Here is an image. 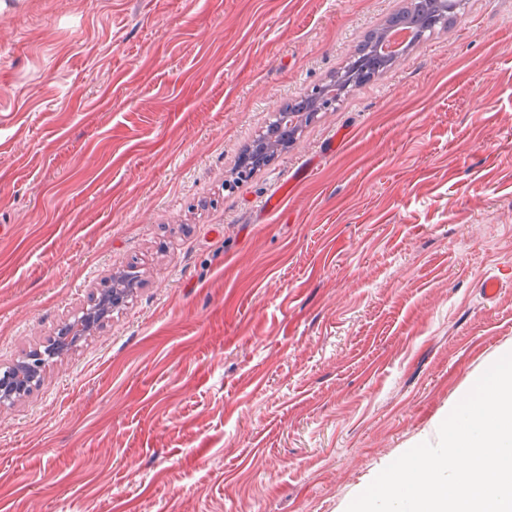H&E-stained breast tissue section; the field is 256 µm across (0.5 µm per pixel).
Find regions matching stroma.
<instances>
[{"label": "stroma", "mask_w": 512, "mask_h": 512, "mask_svg": "<svg viewBox=\"0 0 512 512\" xmlns=\"http://www.w3.org/2000/svg\"><path fill=\"white\" fill-rule=\"evenodd\" d=\"M404 2L0 0V371L141 280L0 402V512H344L512 345V0L236 178Z\"/></svg>", "instance_id": "obj_1"}]
</instances>
